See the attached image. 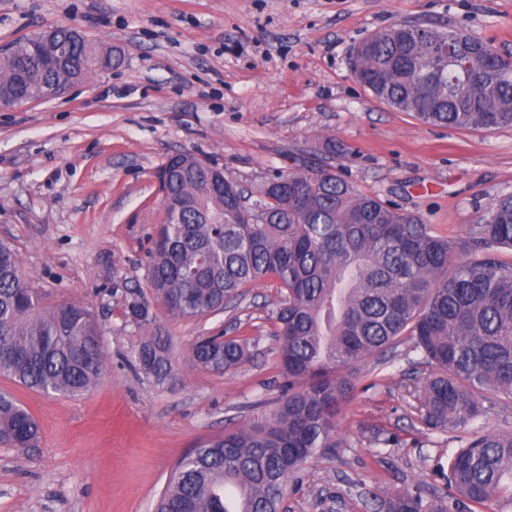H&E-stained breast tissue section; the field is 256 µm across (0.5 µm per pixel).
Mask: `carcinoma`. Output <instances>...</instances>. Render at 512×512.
I'll use <instances>...</instances> for the list:
<instances>
[{"instance_id":"carcinoma-1","label":"carcinoma","mask_w":512,"mask_h":512,"mask_svg":"<svg viewBox=\"0 0 512 512\" xmlns=\"http://www.w3.org/2000/svg\"><path fill=\"white\" fill-rule=\"evenodd\" d=\"M402 23L356 46L352 69L372 94L426 124L512 127V57L459 30ZM449 39L448 61L435 60ZM55 29L0 52V103L36 101L61 84L112 67V54ZM284 191H261L249 224L231 216L245 196L224 177L210 191L205 169L165 186L185 198L180 223L163 220L147 280L166 311L199 320L241 289L274 279L280 292V405L264 419L199 442L171 470L156 512H281L307 463L338 447L336 414L354 389L353 369L409 341L432 371L417 411L429 430L456 433L479 414V398L512 399V194L495 198L463 241L436 234L422 216L361 192L336 168L279 174ZM0 375L45 394L78 397L106 361L91 309L50 305L25 277L17 253L0 242ZM128 317L145 330L130 366L168 384L172 347L149 305L130 297ZM248 358V342L207 336L189 349L197 369L216 374ZM39 426L0 391V444L32 448ZM438 473L448 494L420 488L370 493L373 512H506L512 508V433L465 442Z\"/></svg>"}]
</instances>
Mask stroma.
<instances>
[{
	"label": "stroma",
	"mask_w": 512,
	"mask_h": 512,
	"mask_svg": "<svg viewBox=\"0 0 512 512\" xmlns=\"http://www.w3.org/2000/svg\"><path fill=\"white\" fill-rule=\"evenodd\" d=\"M406 21L462 30L512 55V0H0V48L57 25L119 62L47 101L0 108V241L46 296L89 306L107 352L78 398L0 376L38 421L34 448L0 445V512H154L175 463L208 437L273 410L282 381L274 281L204 320L153 305L172 342L175 381L157 388L127 359L142 333L126 317L147 292L163 219L158 172L189 152L223 167L249 201L275 174L318 168L335 139L359 190L464 239L512 194V128L429 126L376 100L352 73L355 47ZM250 338L221 375L192 367L200 336ZM429 366L399 347L357 367L336 419L338 448L310 462L282 512H370L367 494L445 492L438 464L460 446L414 407ZM392 445L377 443V433Z\"/></svg>",
	"instance_id": "stroma-1"
}]
</instances>
